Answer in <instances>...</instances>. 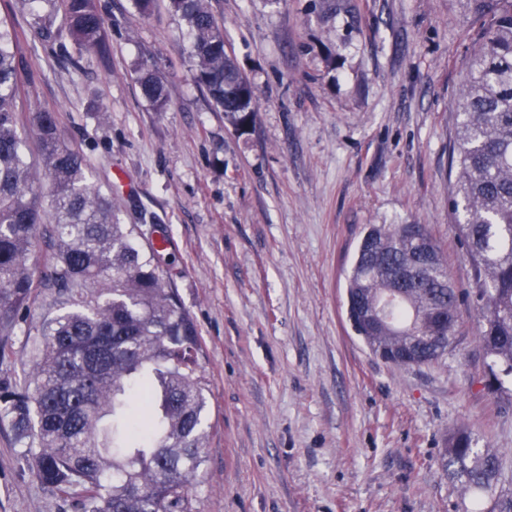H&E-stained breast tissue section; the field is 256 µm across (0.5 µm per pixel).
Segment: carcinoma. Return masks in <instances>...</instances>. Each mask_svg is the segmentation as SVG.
<instances>
[{
	"label": "carcinoma",
	"instance_id": "cac0c4a2",
	"mask_svg": "<svg viewBox=\"0 0 512 512\" xmlns=\"http://www.w3.org/2000/svg\"><path fill=\"white\" fill-rule=\"evenodd\" d=\"M63 12L77 47L105 55L95 0H32ZM480 21L453 103L460 122L449 159V208L473 267L471 297L482 324L485 387L512 384V0H461ZM185 22L195 81L238 127L258 98L224 50V25L208 0H170ZM20 32L0 24V327L14 326L45 292L57 312L33 326L34 391L0 381V422H8L44 488L78 512H186V494L205 461L209 410L199 374L197 325L112 193L89 181L83 153L58 132L56 112L31 125L42 167L28 162L19 119L21 85L11 50ZM156 110L167 105L151 68L139 78ZM50 187L52 220L39 188ZM432 261L409 287L394 272ZM462 293L423 224H381L362 237L346 276L347 314L371 351L397 367L437 360L453 343ZM381 307L372 334L360 303ZM441 467L472 497L464 512H512L497 491L500 456L473 446L463 430L442 449Z\"/></svg>",
	"mask_w": 512,
	"mask_h": 512
}]
</instances>
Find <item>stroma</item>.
I'll use <instances>...</instances> for the list:
<instances>
[{
  "label": "stroma",
  "instance_id": "stroma-1",
  "mask_svg": "<svg viewBox=\"0 0 512 512\" xmlns=\"http://www.w3.org/2000/svg\"><path fill=\"white\" fill-rule=\"evenodd\" d=\"M322 3L209 0L258 95L242 128L194 82L169 0L146 15L135 0H97L104 56L29 0H0V19L23 32L25 111L55 110L122 223L170 242L162 268L197 324L210 404L190 512H463L439 465L457 429L499 452L512 489V399L485 387L470 298L443 357L394 367L352 330L345 278L369 225L423 224L470 289L448 152L479 23L458 0H356V17L327 20ZM145 65L164 81L166 111L140 92ZM52 307L44 297L6 336L0 381L24 382L28 328ZM0 512H73L5 423Z\"/></svg>",
  "mask_w": 512,
  "mask_h": 512
}]
</instances>
